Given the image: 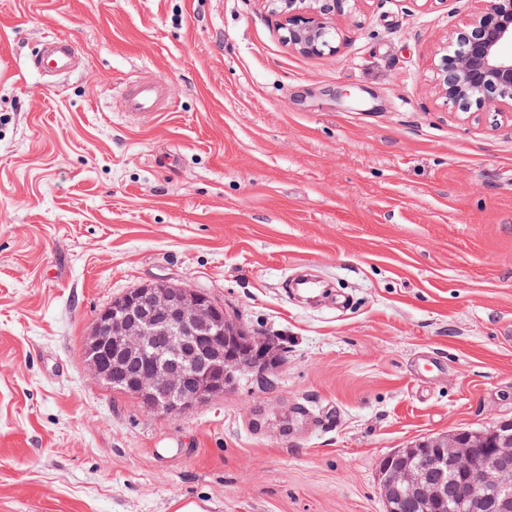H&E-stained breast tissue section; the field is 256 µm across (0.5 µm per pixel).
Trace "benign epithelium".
<instances>
[{"label":"benign epithelium","mask_w":512,"mask_h":512,"mask_svg":"<svg viewBox=\"0 0 512 512\" xmlns=\"http://www.w3.org/2000/svg\"><path fill=\"white\" fill-rule=\"evenodd\" d=\"M267 2L290 47L309 56L335 51L341 0ZM478 2L475 16L449 34L451 50L434 67L435 88L461 112H512V0ZM85 357L106 385L172 417L224 394L242 372L276 365L272 343L246 334L208 295L157 284L134 288L99 313ZM429 468L466 478L467 491L451 512H512V421L497 427L482 455L464 431L389 454L381 483L387 512H397L405 497L416 498L422 512L439 507L442 490L426 480Z\"/></svg>","instance_id":"obj_1"}]
</instances>
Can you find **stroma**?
I'll return each instance as SVG.
<instances>
[{
  "instance_id": "1",
  "label": "stroma",
  "mask_w": 512,
  "mask_h": 512,
  "mask_svg": "<svg viewBox=\"0 0 512 512\" xmlns=\"http://www.w3.org/2000/svg\"><path fill=\"white\" fill-rule=\"evenodd\" d=\"M475 8L345 0L306 56L263 0H0V512H383L387 454L512 421V114L433 84ZM49 33L83 61L45 81ZM161 282L276 369L180 417L96 379L99 312ZM124 105L133 123H149L162 112L163 89L160 83L148 82L136 85L124 94Z\"/></svg>"
}]
</instances>
